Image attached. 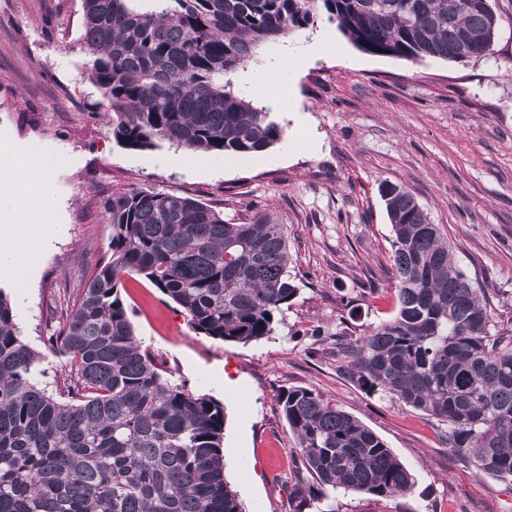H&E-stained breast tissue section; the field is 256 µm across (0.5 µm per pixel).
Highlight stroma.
<instances>
[{"instance_id": "stroma-1", "label": "stroma", "mask_w": 512, "mask_h": 512, "mask_svg": "<svg viewBox=\"0 0 512 512\" xmlns=\"http://www.w3.org/2000/svg\"><path fill=\"white\" fill-rule=\"evenodd\" d=\"M490 4L500 31L478 61L369 55L324 18L267 45L252 67L325 34L336 52L306 65L288 109L271 112L281 141L226 156L217 175L201 161L167 164L164 142L145 151L116 144L83 74L82 0H0V143L54 160L52 221L64 227L34 252L23 288L0 276L28 344L41 348L60 302L77 301L109 256L104 203L112 195L190 196L234 224L272 209L288 228L298 286L272 336L227 344L194 333L149 283L128 281L123 294L143 346L188 389L223 403L225 476L246 512H289L282 479L299 466V447L277 396L290 387L316 389L360 419L416 477L410 493L393 498L329 492L316 512H512V482L480 473L443 444L436 419L362 392L334 339L341 331L358 338L398 309L383 181L408 190L441 226L498 328L512 330V0Z\"/></svg>"}]
</instances>
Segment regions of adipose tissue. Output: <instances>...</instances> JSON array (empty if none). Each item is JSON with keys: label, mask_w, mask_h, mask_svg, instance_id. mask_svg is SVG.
Returning a JSON list of instances; mask_svg holds the SVG:
<instances>
[{"label": "adipose tissue", "mask_w": 512, "mask_h": 512, "mask_svg": "<svg viewBox=\"0 0 512 512\" xmlns=\"http://www.w3.org/2000/svg\"><path fill=\"white\" fill-rule=\"evenodd\" d=\"M331 48L330 38L325 37L301 52L284 50L273 65L247 71L241 74L240 81L265 106L282 109L283 92L288 89L297 70ZM52 171L50 162L29 154H14L0 160L1 274L25 272L27 254L18 248V241L44 246L62 233L61 225L46 220L47 214L55 207L50 188Z\"/></svg>", "instance_id": "obj_1"}]
</instances>
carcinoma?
I'll list each match as a JSON object with an SVG mask.
<instances>
[{
    "label": "carcinoma",
    "instance_id": "carcinoma-1",
    "mask_svg": "<svg viewBox=\"0 0 512 512\" xmlns=\"http://www.w3.org/2000/svg\"><path fill=\"white\" fill-rule=\"evenodd\" d=\"M85 74L113 140L211 155L278 142L269 112L225 77L264 46L315 26L318 12L378 56H488L489 0H82ZM379 193L392 226L398 310L336 354L366 395L390 394L447 425L443 438L475 468L512 480V332L496 329L479 283L403 187ZM111 255L44 338L69 374L50 393L43 355L24 340L0 293V512H245L225 477L224 406L161 369L137 340L121 295L137 276L178 305L197 334L246 345L273 334L298 288L286 225L242 224L188 196L128 191L105 204ZM278 405L313 482L298 477L289 512L343 489L411 491L387 443L320 392L291 387Z\"/></svg>",
    "mask_w": 512,
    "mask_h": 512
}]
</instances>
